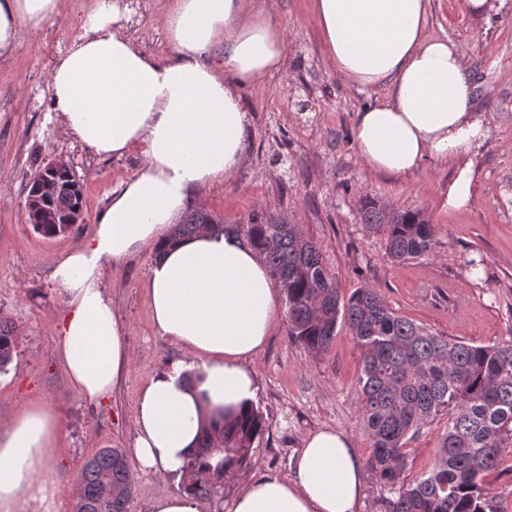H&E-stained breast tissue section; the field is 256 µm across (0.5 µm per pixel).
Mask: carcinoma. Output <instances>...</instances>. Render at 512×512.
I'll return each mask as SVG.
<instances>
[{"label": "carcinoma", "instance_id": "obj_1", "mask_svg": "<svg viewBox=\"0 0 512 512\" xmlns=\"http://www.w3.org/2000/svg\"><path fill=\"white\" fill-rule=\"evenodd\" d=\"M45 238L64 230L63 221L83 211V187L64 169L40 170L28 190ZM362 224L385 235L395 261L431 251L434 226L418 210L398 211L365 197ZM222 231L224 222L204 210L176 225L174 235ZM251 246L283 289L289 335L308 354L328 353L338 322H346L361 353L356 404L361 430L370 440L366 462L387 512H497L484 481L512 452V339L488 345L440 336L399 315L374 288L344 297L325 266L317 244L297 225L273 213H256L246 222ZM20 336L0 317V373L7 371ZM447 418L431 467L409 481L406 445L424 427ZM262 416L251 409L231 424L204 429L183 475V489L211 497L224 481V449L237 454L238 470L251 464ZM135 476L121 448H102L87 460L79 476L75 512H127Z\"/></svg>", "mask_w": 512, "mask_h": 512}]
</instances>
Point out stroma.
Segmentation results:
<instances>
[{"label": "stroma", "mask_w": 512, "mask_h": 512, "mask_svg": "<svg viewBox=\"0 0 512 512\" xmlns=\"http://www.w3.org/2000/svg\"><path fill=\"white\" fill-rule=\"evenodd\" d=\"M172 0H138L132 24L150 55L171 54L162 19ZM286 27V57L261 84L243 88L250 116L245 160L224 183L213 185L204 205L228 225L250 214L287 216L320 247L342 295L369 286L397 313L433 332L489 344L512 337V0L489 15H471L460 0H432L428 31L465 58L475 86L473 109L493 119L479 148L482 175L470 205L444 207L450 167L430 161L406 181L370 173L353 143L357 112L379 97L343 83L323 53L313 20V0H269ZM96 0H64L56 21L29 30L23 51L0 56V316L15 324L21 341L8 373L0 374V426L32 402L44 404L63 426L60 466L50 475L67 496L77 493L85 461L102 448L131 449L138 392L154 372L181 358V350L153 326L145 279L154 259L144 249L109 268L107 289L126 330L129 364L103 407L75 396L55 357L57 315L64 296L51 279L52 265L79 248L107 208L120 181L143 164L139 152L100 159L50 119L49 72L79 32V20ZM55 157L70 162L83 184L84 223L48 239L28 222L25 199L33 176ZM397 210L422 211L433 224L431 252L392 260L382 234L366 231L363 197ZM483 256L473 271L465 261ZM251 365L265 430L250 467L225 480L226 499L255 475L292 476L303 437L316 429L344 432L361 457L371 443L360 429L355 403L360 353L347 324H338L328 354L311 357L288 330L280 312L265 347ZM443 420L408 444L406 475L429 469Z\"/></svg>", "instance_id": "obj_1"}]
</instances>
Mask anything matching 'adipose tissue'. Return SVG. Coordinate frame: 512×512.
I'll list each match as a JSON object with an SVG mask.
<instances>
[{
  "instance_id": "1",
  "label": "adipose tissue",
  "mask_w": 512,
  "mask_h": 512,
  "mask_svg": "<svg viewBox=\"0 0 512 512\" xmlns=\"http://www.w3.org/2000/svg\"><path fill=\"white\" fill-rule=\"evenodd\" d=\"M431 0H314L313 18L338 78L383 89L356 114L353 142L373 173L398 180L428 160L453 167L445 203L466 208L479 178L474 160L491 116L473 111L463 57L428 32ZM61 0H0V56L21 25L61 15ZM131 0H97L80 35L49 77L51 110L66 132L105 159L141 152L139 173L120 182L86 243L58 259L51 278L65 296L57 356L73 392L94 406L112 397L129 354L106 291L110 266L155 248L146 280L156 333L185 359L167 363L140 390L132 455L141 475L181 476L199 434L255 403L250 366L279 312L274 277L235 233L173 238L175 221L206 201L207 189L241 165L248 115L241 90L282 67L284 27L258 0H174L163 19L172 49L144 52L127 26ZM223 49V64L205 57ZM62 434L31 404L0 429V512H69L51 469ZM366 473L350 439L310 432L284 478L251 479L215 512H358Z\"/></svg>"
}]
</instances>
